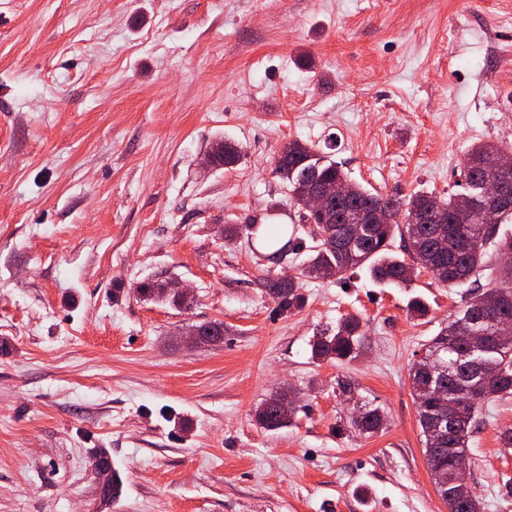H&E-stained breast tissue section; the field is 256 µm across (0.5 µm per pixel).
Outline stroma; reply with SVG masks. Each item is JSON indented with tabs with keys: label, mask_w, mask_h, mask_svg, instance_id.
Segmentation results:
<instances>
[{
	"label": "stroma",
	"mask_w": 512,
	"mask_h": 512,
	"mask_svg": "<svg viewBox=\"0 0 512 512\" xmlns=\"http://www.w3.org/2000/svg\"><path fill=\"white\" fill-rule=\"evenodd\" d=\"M219 139L238 163L204 165ZM292 140L386 197L456 191L471 146L512 152V0H0V512H448L410 372L463 291L302 277L313 241L273 172ZM228 224L303 248L271 262ZM346 314L357 357L313 360ZM213 320L223 340L190 344ZM282 388L293 422L264 429ZM362 404L378 432L351 428ZM509 427L512 397L492 401L470 442L483 512H512ZM266 286L269 293H274L279 306L283 310L298 309L303 302L302 296L297 293L296 286L291 282H281L271 276L266 278ZM137 291L140 295L151 301H167L177 306H182L187 302V297L179 295L176 291L162 288L152 282H142L138 286ZM294 409V403L281 404L271 395L256 407L255 419L263 428L277 430L291 423Z\"/></svg>",
	"instance_id": "stroma-1"
}]
</instances>
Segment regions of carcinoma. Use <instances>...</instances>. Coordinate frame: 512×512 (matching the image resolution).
<instances>
[{"label":"carcinoma","mask_w":512,"mask_h":512,"mask_svg":"<svg viewBox=\"0 0 512 512\" xmlns=\"http://www.w3.org/2000/svg\"><path fill=\"white\" fill-rule=\"evenodd\" d=\"M502 153L504 149L496 144L475 145L460 169L461 191L448 193L446 199L424 191L413 192L403 200L374 194L351 179L338 163L324 159L311 145L299 140L288 143V159L276 165V172L288 183L291 197L299 207V221L303 224L313 219L305 210L309 188L317 183L335 190L331 198L335 231L330 240H316L306 261L308 276L341 278L365 269L377 281L402 286L425 270L449 288L474 284L448 325L425 344L426 352L432 353L441 348L448 337H453L455 346L444 359L457 365V369L436 379V383L450 393L457 389L458 376L467 372L469 363L474 362L484 370L486 378L476 379L470 386L498 398L512 396V338L484 341V330L471 325L476 305L488 301L493 292L503 295L498 307L501 317L512 321V268L493 266L495 286L486 289L477 286L479 273L492 256L512 254V235L500 233L501 224L512 222V201L492 206L484 195L485 182L494 175L492 162ZM397 231L409 255L407 260L391 250ZM262 244L274 258H283L300 248L299 243L288 238L286 224L265 225ZM266 286L276 295L281 309L291 311L302 305V296L292 282H281L269 276ZM137 291L151 301H167L177 306L187 302V297L152 282L141 283ZM190 335L200 337L204 343L217 342L224 338V323L197 324ZM360 338L359 317L345 315L337 321L332 333L314 337L310 343L311 358L317 361L352 359L357 355ZM413 389L427 466L441 500L453 504L452 512H482L478 495L460 491L450 479L448 449L468 451L484 404H471L458 415L449 416L447 433L442 436L436 433L431 422V391L417 384ZM293 414L294 403L284 405L272 396L255 409L256 421L267 430L290 424ZM351 425L361 433H374L383 425V414L377 408L362 405Z\"/></svg>","instance_id":"carcinoma-1"}]
</instances>
